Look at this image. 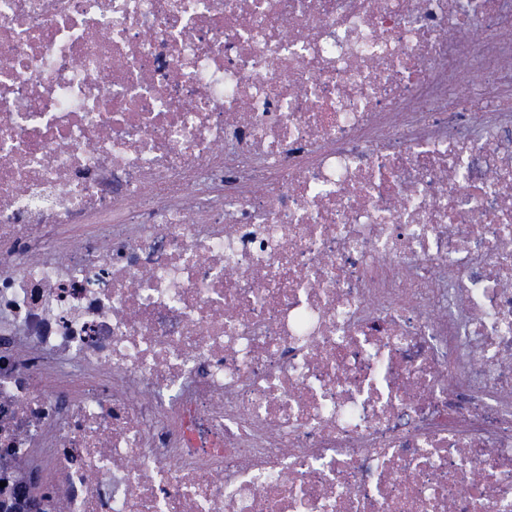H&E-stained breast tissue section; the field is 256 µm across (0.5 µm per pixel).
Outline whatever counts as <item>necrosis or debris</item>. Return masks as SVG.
I'll use <instances>...</instances> for the list:
<instances>
[{
	"label": "necrosis or debris",
	"mask_w": 512,
	"mask_h": 512,
	"mask_svg": "<svg viewBox=\"0 0 512 512\" xmlns=\"http://www.w3.org/2000/svg\"><path fill=\"white\" fill-rule=\"evenodd\" d=\"M512 512V0H0V498Z\"/></svg>",
	"instance_id": "1"
}]
</instances>
